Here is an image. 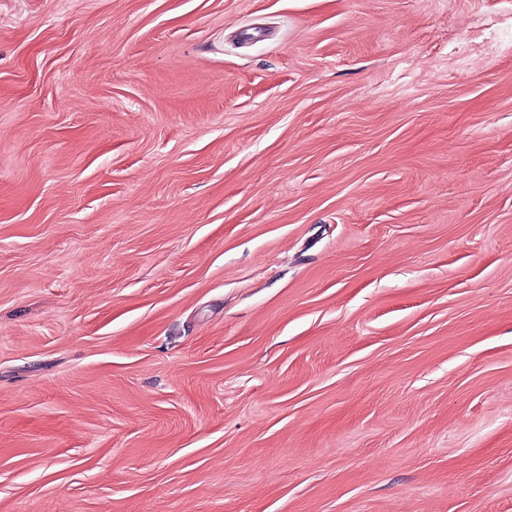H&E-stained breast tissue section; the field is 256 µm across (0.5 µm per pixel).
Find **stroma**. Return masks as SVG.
I'll return each instance as SVG.
<instances>
[{
    "mask_svg": "<svg viewBox=\"0 0 512 512\" xmlns=\"http://www.w3.org/2000/svg\"><path fill=\"white\" fill-rule=\"evenodd\" d=\"M0 512H512V0H0Z\"/></svg>",
    "mask_w": 512,
    "mask_h": 512,
    "instance_id": "35a3bbf8",
    "label": "stroma"
}]
</instances>
